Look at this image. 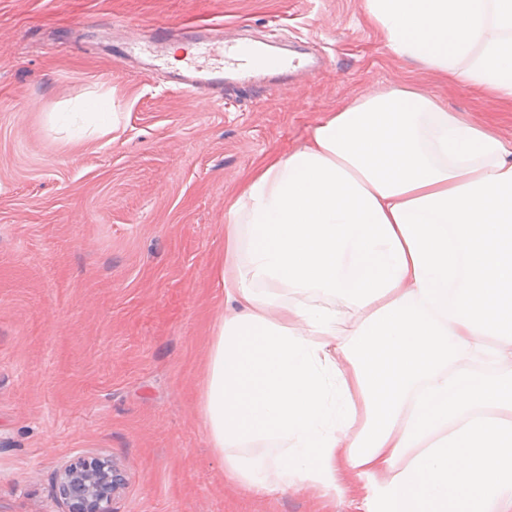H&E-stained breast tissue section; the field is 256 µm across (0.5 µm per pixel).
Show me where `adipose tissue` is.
Wrapping results in <instances>:
<instances>
[{
	"label": "adipose tissue",
	"mask_w": 512,
	"mask_h": 512,
	"mask_svg": "<svg viewBox=\"0 0 512 512\" xmlns=\"http://www.w3.org/2000/svg\"><path fill=\"white\" fill-rule=\"evenodd\" d=\"M397 57L512 102V0H365ZM202 411L241 485L512 512V142L406 81L261 158L224 212ZM291 298L280 296V289ZM266 441L271 460L245 456Z\"/></svg>",
	"instance_id": "obj_1"
}]
</instances>
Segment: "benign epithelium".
Returning a JSON list of instances; mask_svg holds the SVG:
<instances>
[{
	"mask_svg": "<svg viewBox=\"0 0 512 512\" xmlns=\"http://www.w3.org/2000/svg\"><path fill=\"white\" fill-rule=\"evenodd\" d=\"M122 481L111 459L84 457L58 471L55 489L67 512H112V495Z\"/></svg>",
	"mask_w": 512,
	"mask_h": 512,
	"instance_id": "1",
	"label": "benign epithelium"
}]
</instances>
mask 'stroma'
Wrapping results in <instances>:
<instances>
[{"mask_svg":"<svg viewBox=\"0 0 512 512\" xmlns=\"http://www.w3.org/2000/svg\"><path fill=\"white\" fill-rule=\"evenodd\" d=\"M306 50L322 66L189 92L157 29ZM414 80L512 133V106L395 57L364 0H0V512H66L55 474L112 458V512H359L240 486L201 413L224 211L328 112Z\"/></svg>","mask_w":512,"mask_h":512,"instance_id":"obj_1","label":"stroma"}]
</instances>
